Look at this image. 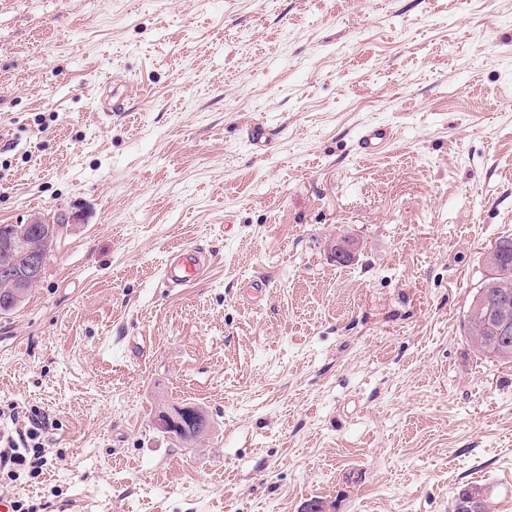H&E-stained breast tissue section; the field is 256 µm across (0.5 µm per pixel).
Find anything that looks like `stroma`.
I'll return each instance as SVG.
<instances>
[{
  "mask_svg": "<svg viewBox=\"0 0 512 512\" xmlns=\"http://www.w3.org/2000/svg\"><path fill=\"white\" fill-rule=\"evenodd\" d=\"M74 211L0 316L18 512H512V363L461 326L512 237V0H0V224ZM389 139L387 129L370 127L363 131L357 142L358 153L365 157H374L382 153ZM204 265L205 261L199 248H177L170 252L169 259L162 269L164 284L167 288L188 286L200 278Z\"/></svg>",
  "mask_w": 512,
  "mask_h": 512,
  "instance_id": "stroma-1",
  "label": "stroma"
}]
</instances>
